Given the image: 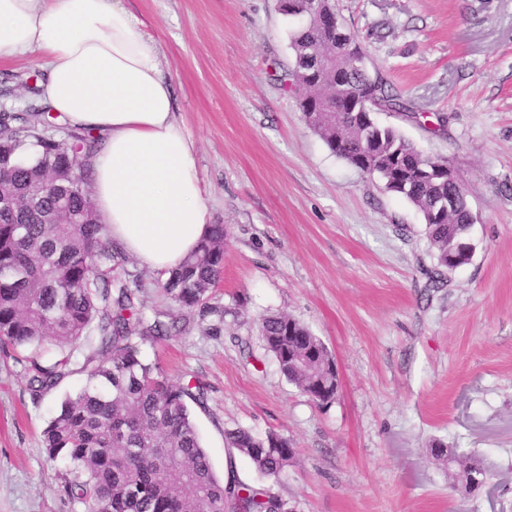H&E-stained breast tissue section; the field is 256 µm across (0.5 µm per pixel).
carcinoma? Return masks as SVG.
Instances as JSON below:
<instances>
[{
    "label": "carcinoma",
    "mask_w": 512,
    "mask_h": 512,
    "mask_svg": "<svg viewBox=\"0 0 512 512\" xmlns=\"http://www.w3.org/2000/svg\"><path fill=\"white\" fill-rule=\"evenodd\" d=\"M328 37L329 30L313 20L290 35L303 102L323 95L299 73L320 70L315 48ZM332 47L338 72L326 82L338 77L354 100L405 108L384 79L351 61L346 43ZM304 116L332 153L355 167L356 156H365L363 174L379 177L418 208L438 266L461 267L463 248L474 249L467 194L432 174L448 161L424 156L394 128L368 122L350 102L334 120ZM55 119L48 112L0 113V193L16 204L15 213L0 215V345L25 353L35 400L74 374L85 376L42 433L47 457L70 463L62 496L86 512H285L288 503L270 487L243 483L232 471L225 478L215 472L190 407L203 403V386L171 382L143 354L142 345L168 337L175 322L144 311L139 284L120 273L126 252L95 218L85 224L51 221L60 210L90 214L91 159L103 145L101 137L62 125L71 144L58 148L44 134ZM42 170L53 176L33 196L32 181ZM224 236V225H211L196 251L161 283L180 309L207 307L224 270ZM259 332L289 382L319 403L332 401L314 390L328 382L334 362L319 337L280 314L262 318ZM224 442L264 479L278 477L294 456L288 438L275 432L262 436L236 428L224 432ZM435 452L451 456L466 474L484 470L439 445Z\"/></svg>",
    "instance_id": "1"
}]
</instances>
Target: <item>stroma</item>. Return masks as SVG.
Here are the masks:
<instances>
[{"label": "stroma", "mask_w": 512, "mask_h": 512, "mask_svg": "<svg viewBox=\"0 0 512 512\" xmlns=\"http://www.w3.org/2000/svg\"><path fill=\"white\" fill-rule=\"evenodd\" d=\"M156 43L195 144L224 273L207 313L179 311L161 275L128 259L147 313L179 329L144 353L207 389L194 420L216 472L224 432H277L295 448L271 481L294 512H512V0H335L372 74L400 95L375 117L445 159L474 216L471 262L439 271L423 217L333 154L293 83L297 20L278 0H125ZM31 56L0 60V110L42 105ZM305 324L335 359L340 390L313 402L280 372L258 322ZM67 378L33 399L0 352V512H84L59 496L68 465L41 433ZM491 474L449 487L436 445Z\"/></svg>", "instance_id": "1"}]
</instances>
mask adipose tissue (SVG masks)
<instances>
[{"instance_id":"adipose-tissue-1","label":"adipose tissue","mask_w":512,"mask_h":512,"mask_svg":"<svg viewBox=\"0 0 512 512\" xmlns=\"http://www.w3.org/2000/svg\"><path fill=\"white\" fill-rule=\"evenodd\" d=\"M29 52L43 61L51 110L105 137L92 195L110 237L168 274L210 224L194 142L143 22L122 0H0V58Z\"/></svg>"}]
</instances>
